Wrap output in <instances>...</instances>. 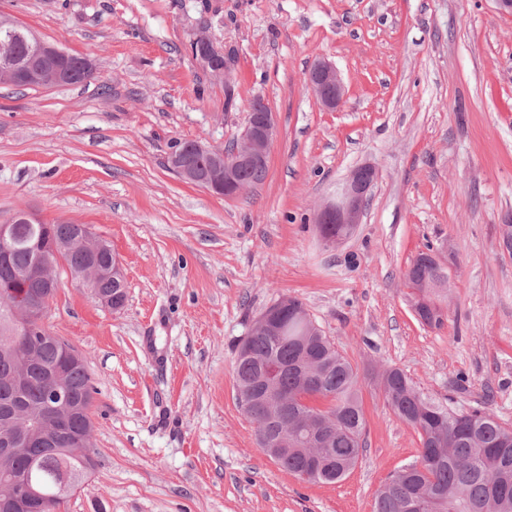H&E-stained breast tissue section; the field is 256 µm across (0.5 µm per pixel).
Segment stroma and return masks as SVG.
Returning <instances> with one entry per match:
<instances>
[{
	"mask_svg": "<svg viewBox=\"0 0 512 512\" xmlns=\"http://www.w3.org/2000/svg\"><path fill=\"white\" fill-rule=\"evenodd\" d=\"M0 0V17L94 65L70 87L0 84V222L89 225L120 258L115 311L63 282L44 324L86 359L95 467L59 512H373L418 456L370 378L404 371L431 400L512 428V14L494 0ZM206 33L227 81L192 59ZM341 74L323 110L312 63ZM276 118L267 176L228 200L181 181L178 143L221 148L253 97ZM378 178L328 247L313 215L351 169ZM448 267L441 327L404 274L427 246ZM299 298L357 368L358 466L333 484L282 469L256 441L235 350L261 312ZM306 83L321 107L334 111L345 95V86L336 66L326 60H317L307 73Z\"/></svg>",
	"mask_w": 512,
	"mask_h": 512,
	"instance_id": "35a3bbf8",
	"label": "stroma"
}]
</instances>
